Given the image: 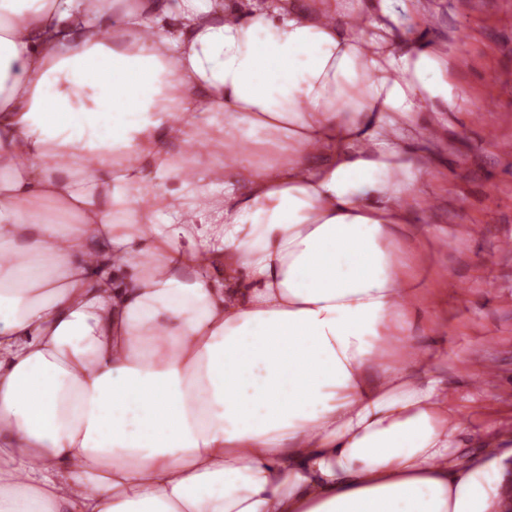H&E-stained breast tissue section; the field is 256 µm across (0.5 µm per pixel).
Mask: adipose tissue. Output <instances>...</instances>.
Here are the masks:
<instances>
[{"label": "adipose tissue", "instance_id": "obj_1", "mask_svg": "<svg viewBox=\"0 0 512 512\" xmlns=\"http://www.w3.org/2000/svg\"><path fill=\"white\" fill-rule=\"evenodd\" d=\"M402 12L0 0V512H512L408 338L463 90Z\"/></svg>", "mask_w": 512, "mask_h": 512}]
</instances>
